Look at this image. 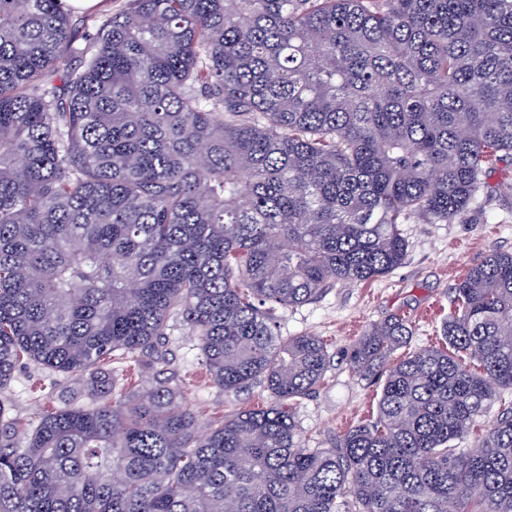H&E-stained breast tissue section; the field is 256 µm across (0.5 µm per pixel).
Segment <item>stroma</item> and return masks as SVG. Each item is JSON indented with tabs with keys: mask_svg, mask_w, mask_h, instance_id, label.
<instances>
[{
	"mask_svg": "<svg viewBox=\"0 0 512 512\" xmlns=\"http://www.w3.org/2000/svg\"><path fill=\"white\" fill-rule=\"evenodd\" d=\"M483 182L462 221L429 224L414 219L402 225L406 256L389 275L367 285L338 281L312 301L276 308L278 335L318 336L330 356L325 383L295 409L303 447H333L348 426L375 419L381 386L353 373L347 359L349 346L371 324L393 314L409 320L413 334L396 350L399 358L444 347L441 324L453 309L454 284L490 253L512 252V177L495 171ZM166 349L167 362L160 369L133 372L129 392L144 382H169L182 389L184 403L203 425L224 413L269 403V394L259 383L235 394L217 387L181 321H171ZM4 397L9 417L22 422L52 407L89 401L84 383L28 364L17 368Z\"/></svg>",
	"mask_w": 512,
	"mask_h": 512,
	"instance_id": "obj_1",
	"label": "stroma"
}]
</instances>
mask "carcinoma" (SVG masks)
<instances>
[{
  "label": "carcinoma",
  "instance_id": "cac0c4a2",
  "mask_svg": "<svg viewBox=\"0 0 512 512\" xmlns=\"http://www.w3.org/2000/svg\"><path fill=\"white\" fill-rule=\"evenodd\" d=\"M75 47L63 0H0V391L24 362L92 387L18 443L0 398V512H512V252L453 288L444 349L351 346L376 421L304 448L326 346L275 306L402 264L400 225L454 224L512 171V0H129ZM81 64L71 67L70 55ZM224 393L206 430L166 383L171 318Z\"/></svg>",
  "mask_w": 512,
  "mask_h": 512
}]
</instances>
